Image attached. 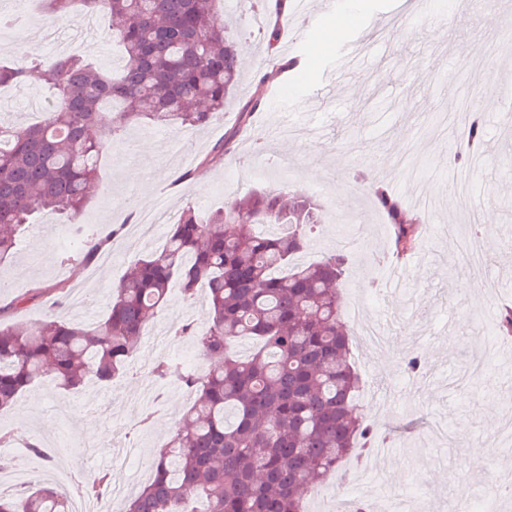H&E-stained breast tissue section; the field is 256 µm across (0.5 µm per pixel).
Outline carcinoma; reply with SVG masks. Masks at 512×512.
I'll return each mask as SVG.
<instances>
[{
    "mask_svg": "<svg viewBox=\"0 0 512 512\" xmlns=\"http://www.w3.org/2000/svg\"><path fill=\"white\" fill-rule=\"evenodd\" d=\"M212 0H44L63 16L81 6L112 23L122 66L107 74L79 57L45 65L36 57L0 64V88L36 82L47 89L41 122L0 123V263L15 252L26 224L42 212L78 217L98 179L99 158L124 125L196 128L224 112L237 82L238 43L217 24ZM267 89L257 85L242 123ZM487 136L482 121L461 131L467 153ZM392 225L394 253L413 250L420 223L379 186L372 191ZM321 207L283 190H259L215 211L187 208L164 246L140 259L112 290L108 313L93 329L48 320L37 330L0 324V410L46 373L63 389L94 378L109 385L126 371L148 323L176 283L192 297L206 292L209 319L191 336L221 364L205 374L161 361V383L196 395L181 425L158 449L153 476L126 512H303L319 482L359 457L374 430L358 404L360 379L348 360L349 328L341 318V253L300 263ZM276 224L266 235L260 226ZM82 261L107 250L122 229L72 224ZM255 338L242 357L235 342ZM102 475L82 487L100 496ZM0 512H70L55 486L0 491Z\"/></svg>",
    "mask_w": 512,
    "mask_h": 512,
    "instance_id": "cac0c4a2",
    "label": "carcinoma"
}]
</instances>
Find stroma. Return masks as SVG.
Returning <instances> with one entry per match:
<instances>
[{"label":"stroma","mask_w":512,"mask_h":512,"mask_svg":"<svg viewBox=\"0 0 512 512\" xmlns=\"http://www.w3.org/2000/svg\"><path fill=\"white\" fill-rule=\"evenodd\" d=\"M224 24L246 48L241 75L223 114L199 130L182 132L158 126L152 130L153 152L141 150L137 127L117 136L122 154L106 149L100 161V186L78 218L107 232L129 214L159 210L179 217L187 207L209 210L225 199L250 190L281 188L316 197L322 218L303 258L312 261L339 250L346 256L341 291L347 325L373 320L388 333L384 348L361 336L350 340L349 360L360 375L358 402L370 422L380 426L379 447L363 462L349 461L348 480L329 477L321 495L308 498L306 512H334L337 497L378 499L400 504L416 498V480L431 493L433 512H472L468 491L495 497L501 512H512V494L496 495L495 477L505 453L474 458L472 448L489 444L499 415L512 407V375L500 372L498 358L512 335L497 331V314L512 306V81L500 88L488 84L484 69L512 63V38L499 15L472 0V16L463 25L424 22L414 35L393 33L385 43L363 41L375 23H387L400 11L401 0H361L355 16L335 7L315 12V30L339 26L338 45L364 43L360 65L344 79L325 77L329 53L313 46V32L303 20L288 19L277 56L266 49L265 30L253 25L251 8L233 0H215ZM300 44L304 70L281 74L275 57H289L290 44ZM484 49L482 65L459 69L461 46ZM118 50L102 21L83 10L62 17L43 15L31 6L20 27L0 32V61L27 55L51 62L79 55L108 70ZM267 73L269 92L244 133H237L243 106L252 97L260 73ZM494 95L485 111L486 140L498 145L484 157L479 181L469 183V210L461 212L456 185L468 165L456 162L458 134L466 124L470 98ZM45 106L37 85L0 91V113L29 122ZM237 138L223 158L198 166L199 158L229 133ZM320 175L309 179L310 167ZM192 171L187 186L175 188V176ZM387 186L403 208L419 217L424 233L413 252L395 259L391 226L369 199L365 175ZM479 226L490 266L469 271L468 224ZM67 221L43 214L26 228L13 256L0 266L11 282L10 295H25L22 309L0 312V322L34 325L51 317L86 327L106 314L113 287L134 263L164 244L170 226L162 224L141 241L122 233L110 246L112 259L87 265L66 243ZM401 278L405 288L385 292V284ZM82 285L85 299L67 297L57 303L58 287ZM204 296L185 298L171 286L168 300L152 327L159 338L143 336L126 375L112 384L89 383L64 390L52 377L26 391L0 412V430L10 432L16 446L51 428L60 447L52 465L82 480L106 472L113 483L143 486L144 471L154 468L156 451L176 428L193 396L180 383L160 387L152 369L159 361L182 366L200 361L210 368L192 340L170 339L175 322L207 323ZM419 354L426 369L421 377L404 371L402 359ZM159 397L150 426H141L147 405L144 387ZM138 431L137 454L115 455L113 445Z\"/></svg>","instance_id":"35a3bbf8"}]
</instances>
